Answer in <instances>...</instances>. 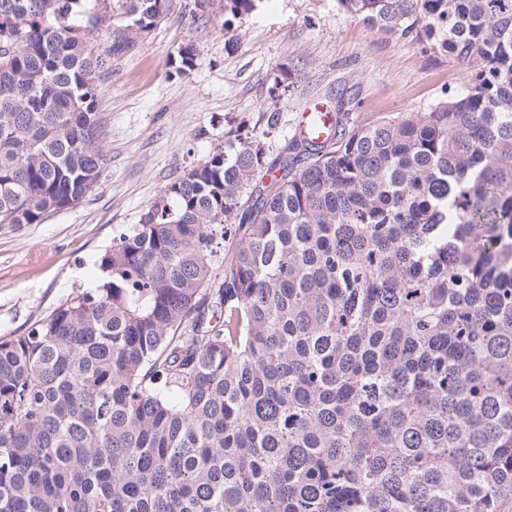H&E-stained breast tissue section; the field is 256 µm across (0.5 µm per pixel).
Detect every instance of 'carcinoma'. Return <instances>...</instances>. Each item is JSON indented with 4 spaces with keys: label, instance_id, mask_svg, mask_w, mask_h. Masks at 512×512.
<instances>
[{
    "label": "carcinoma",
    "instance_id": "carcinoma-1",
    "mask_svg": "<svg viewBox=\"0 0 512 512\" xmlns=\"http://www.w3.org/2000/svg\"><path fill=\"white\" fill-rule=\"evenodd\" d=\"M168 2L109 0L98 54L101 0H0V224L97 185L101 73ZM337 4L448 57L461 90L270 160L272 113L165 186L99 288L0 340V512L512 501V0ZM255 7L184 4L194 24Z\"/></svg>",
    "mask_w": 512,
    "mask_h": 512
}]
</instances>
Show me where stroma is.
I'll list each match as a JSON object with an SVG mask.
<instances>
[{"mask_svg":"<svg viewBox=\"0 0 512 512\" xmlns=\"http://www.w3.org/2000/svg\"><path fill=\"white\" fill-rule=\"evenodd\" d=\"M171 0L167 15L102 74L105 164L97 186L40 224H0V340L28 332L63 303L102 282L100 258L138 224L164 187L223 149L229 135L261 132L270 111L276 157L302 108L336 109L363 123L425 111L462 82L447 57L391 39L339 11L336 0H260L225 25L195 24ZM199 50L189 74L172 65L186 43ZM298 64L291 97L274 98L279 68Z\"/></svg>","mask_w":512,"mask_h":512,"instance_id":"stroma-1","label":"stroma"}]
</instances>
